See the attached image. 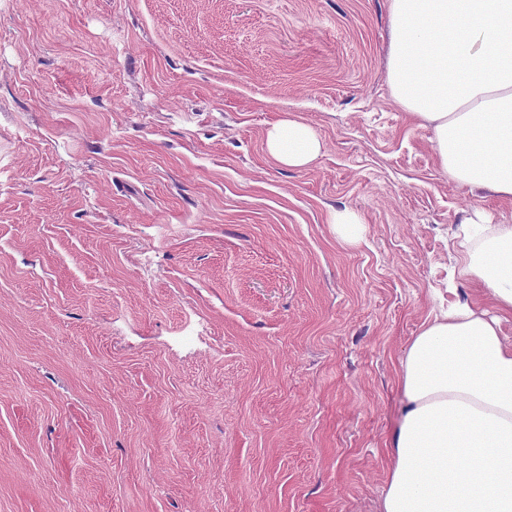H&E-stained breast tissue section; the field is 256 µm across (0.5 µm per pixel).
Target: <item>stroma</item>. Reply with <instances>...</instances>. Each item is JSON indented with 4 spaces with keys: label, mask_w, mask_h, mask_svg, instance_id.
I'll use <instances>...</instances> for the list:
<instances>
[{
    "label": "stroma",
    "mask_w": 512,
    "mask_h": 512,
    "mask_svg": "<svg viewBox=\"0 0 512 512\" xmlns=\"http://www.w3.org/2000/svg\"><path fill=\"white\" fill-rule=\"evenodd\" d=\"M387 5L0 0V512H380L400 358L512 218L392 98ZM286 116L267 129L265 150L281 166L307 167L321 154L322 142L310 125ZM330 224L335 225L336 234L347 243L358 240L362 224L357 213L351 210L335 211L330 216Z\"/></svg>",
    "instance_id": "stroma-1"
}]
</instances>
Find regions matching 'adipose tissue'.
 Returning a JSON list of instances; mask_svg holds the SVG:
<instances>
[{
	"instance_id": "1",
	"label": "adipose tissue",
	"mask_w": 512,
	"mask_h": 512,
	"mask_svg": "<svg viewBox=\"0 0 512 512\" xmlns=\"http://www.w3.org/2000/svg\"><path fill=\"white\" fill-rule=\"evenodd\" d=\"M388 13L394 100L432 128L455 183L512 198V0H388ZM264 144L288 168L322 151L315 130L289 117ZM461 238V274L499 314L449 301L402 356L382 512H512V344L499 319L512 314V224L478 213Z\"/></svg>"
}]
</instances>
